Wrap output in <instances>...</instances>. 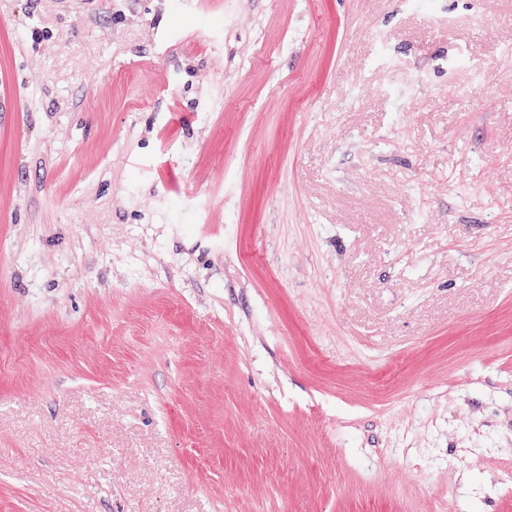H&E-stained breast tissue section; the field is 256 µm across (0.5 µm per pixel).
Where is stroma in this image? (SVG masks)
Listing matches in <instances>:
<instances>
[{
	"label": "stroma",
	"mask_w": 512,
	"mask_h": 512,
	"mask_svg": "<svg viewBox=\"0 0 512 512\" xmlns=\"http://www.w3.org/2000/svg\"><path fill=\"white\" fill-rule=\"evenodd\" d=\"M0 0V512H512V0Z\"/></svg>",
	"instance_id": "obj_1"
}]
</instances>
